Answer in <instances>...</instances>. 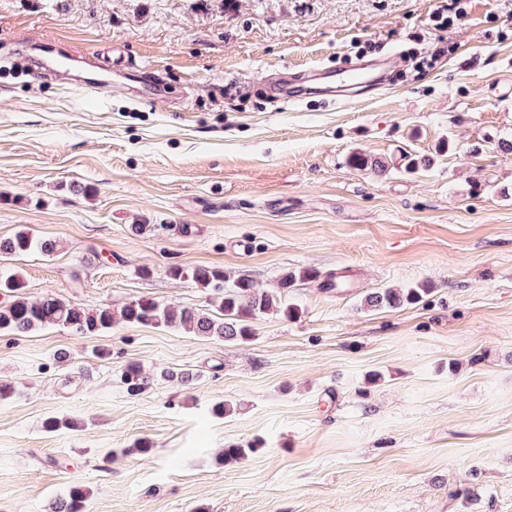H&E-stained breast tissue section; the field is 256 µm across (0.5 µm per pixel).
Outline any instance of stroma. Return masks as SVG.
I'll return each mask as SVG.
<instances>
[{"label":"stroma","instance_id":"stroma-1","mask_svg":"<svg viewBox=\"0 0 512 512\" xmlns=\"http://www.w3.org/2000/svg\"><path fill=\"white\" fill-rule=\"evenodd\" d=\"M89 49L108 64L92 91ZM388 57L380 88L318 90ZM506 139L512 0H0V238L58 245L0 255V275L32 299L207 312L170 267L269 291L318 272L282 296L295 319L258 316L242 345L123 322L0 334V512H48L74 483L87 512H512ZM416 284L419 303L364 305ZM131 362L152 378L136 397ZM181 369L190 387L159 376ZM33 249L50 255L57 249V244L52 240H35L24 231L15 233L12 237L0 238V253L4 254H22ZM121 381L126 386L129 395L138 396L148 387V377L144 375L142 367L139 364H129L122 371Z\"/></svg>","mask_w":512,"mask_h":512}]
</instances>
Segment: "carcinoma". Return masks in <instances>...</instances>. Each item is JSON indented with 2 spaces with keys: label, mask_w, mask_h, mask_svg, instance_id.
<instances>
[{
  "label": "carcinoma",
  "mask_w": 512,
  "mask_h": 512,
  "mask_svg": "<svg viewBox=\"0 0 512 512\" xmlns=\"http://www.w3.org/2000/svg\"><path fill=\"white\" fill-rule=\"evenodd\" d=\"M37 249L50 255L57 249L52 240H36L24 231L8 238H0V253L22 254ZM170 275L189 279L197 287L211 293L215 299L213 313L196 308H174L152 298L141 297L125 304L116 312L105 305L86 308L73 301H65L54 295H44L37 300L24 296V285L15 275L0 278V292L10 295V300L0 305V333L27 334L40 328L62 326L75 336L88 338L99 336L112 328L116 320L132 325L155 328L180 329L195 336L218 339L228 344H243L254 336L249 320L276 311L285 319L297 317L298 310L285 304L275 293L261 291L253 283L240 278L227 283L224 270L209 266L194 268L173 267ZM318 277L311 269L291 271L281 278L280 288L288 290L306 279ZM429 289L424 286L403 290L386 289L365 297V304L374 309L398 308L406 303L419 302ZM121 381L132 396L142 394L148 387V377L139 364H129L122 371ZM261 451L260 445H229L219 455L218 462H238ZM90 491L83 485L71 486L66 494L49 505V512H86Z\"/></svg>",
  "instance_id": "1"
}]
</instances>
